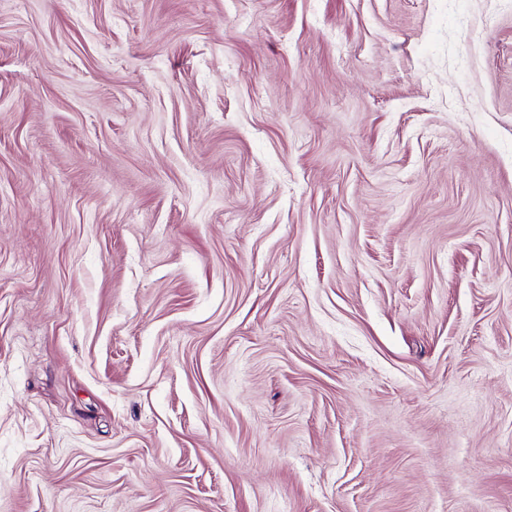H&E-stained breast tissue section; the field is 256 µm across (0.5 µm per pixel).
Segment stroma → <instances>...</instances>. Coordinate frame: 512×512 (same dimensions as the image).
<instances>
[{
	"label": "stroma",
	"mask_w": 512,
	"mask_h": 512,
	"mask_svg": "<svg viewBox=\"0 0 512 512\" xmlns=\"http://www.w3.org/2000/svg\"><path fill=\"white\" fill-rule=\"evenodd\" d=\"M0 512H512V0H0Z\"/></svg>",
	"instance_id": "35a3bbf8"
}]
</instances>
